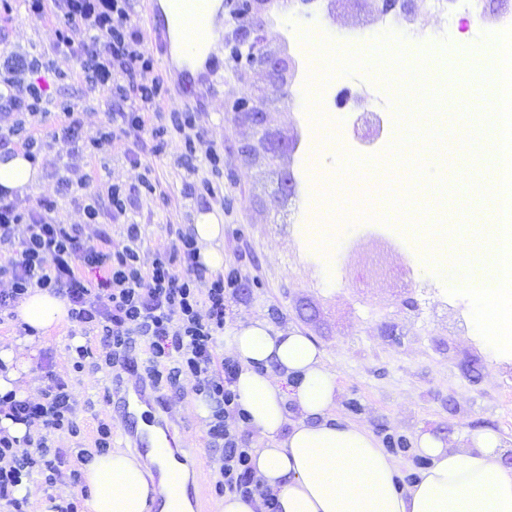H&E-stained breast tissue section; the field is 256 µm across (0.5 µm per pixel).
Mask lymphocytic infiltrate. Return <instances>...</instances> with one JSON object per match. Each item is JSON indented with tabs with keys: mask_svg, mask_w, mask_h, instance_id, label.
<instances>
[{
	"mask_svg": "<svg viewBox=\"0 0 512 512\" xmlns=\"http://www.w3.org/2000/svg\"><path fill=\"white\" fill-rule=\"evenodd\" d=\"M27 6L37 17L54 12L67 32L50 51L31 57L10 53L0 59V116L9 120L8 126H0V147H17L36 161L54 143L63 142L77 161L95 157L114 140L138 135L146 113L158 110L163 85L142 49L132 0H27ZM58 53L77 55L79 74L90 91L105 93L114 103L107 130L81 136V123L69 107L50 138L37 135L50 102L39 75ZM107 194L110 213L88 203L83 208L86 220L98 224L108 216L125 221V238L117 244L102 232L97 244L90 245L80 227L55 222L53 202L26 208L19 198L0 191V273L11 278L10 288L0 290V310L34 289L62 295L72 305V321L83 329H99L104 337L98 354L85 343L70 345L74 369L89 362L110 367L137 363L150 383L175 391L183 377H194L196 394L211 408L208 444L222 453L217 487L247 500L260 498L265 512H277L275 494L251 463L248 415L233 388L238 364L217 360L214 352L215 336L243 286L241 273L232 268L209 274L187 234L178 235L168 255L144 267L140 228L128 219L137 206L135 198L117 184L109 185ZM20 225L25 231L19 235L15 229ZM89 269L97 271V278H86ZM0 416L30 430L19 440L0 429V502L12 512H24L19 491L25 480L38 470L50 484L59 471L42 453L50 434H80L74 399L67 384L48 368L40 401L7 392L0 395ZM22 444L28 450L21 454L17 448Z\"/></svg>",
	"mask_w": 512,
	"mask_h": 512,
	"instance_id": "1",
	"label": "lymphocytic infiltrate"
}]
</instances>
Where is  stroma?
<instances>
[{
	"mask_svg": "<svg viewBox=\"0 0 512 512\" xmlns=\"http://www.w3.org/2000/svg\"><path fill=\"white\" fill-rule=\"evenodd\" d=\"M482 2L480 11L458 15L448 45L406 42L404 60L435 54L447 58L450 66H461L465 41L496 38L493 18L512 19V0ZM378 10L377 0H336L330 15L321 10L307 15L292 8L287 24L312 46L329 37L366 54L379 36ZM238 25L232 17L224 28L225 45L216 51L218 76L197 85L187 96L169 91L159 111L147 114L139 136L115 142L74 168L65 165L66 145L55 144L41 167L45 186L27 195V205L54 201L57 223L82 225L84 237L91 241L104 228L118 243L123 239L122 225L110 223L102 228L87 223L79 197H96L106 212L110 209L108 185L125 186L138 200L131 217L140 227L141 261L147 267L169 252L177 235L190 233L196 212L219 211L224 218V265L238 268L247 279L231 305L225 329L263 317L312 338L338 376L337 418L364 426L379 440L388 434L408 440L407 451L395 454L402 475L418 470L420 456L414 441L422 430L448 438L489 427L512 448V354L497 352L479 335L470 309L447 300L436 288L437 277L430 267L412 264L390 237L365 233L354 220L367 205L393 224H444L450 235H458L470 220V188L481 182L480 168L466 161L457 166L453 175L460 191L447 209L434 210L415 192L406 211L399 212L390 199L352 172L362 155L341 147L320 154L321 171L335 178L329 207L338 225L336 284L328 286L322 268L289 224L288 206L278 196V171L294 167V158L265 162L241 151L256 134L235 104L264 94L267 80L261 69L240 66L231 57L228 46ZM57 27L55 17L30 15L22 0H0V53L46 51L56 41ZM78 71L77 58L55 56L54 69L43 82L58 107L43 117L41 135H50L64 122L67 105L76 107L83 135H95L108 124L111 102L105 95L89 92ZM185 111L197 113L202 137L189 166L183 161L181 135L172 131L160 141L153 135L170 113ZM209 146L223 151V171H211L205 158ZM404 293L416 300V307L401 306L399 297ZM387 323L397 325L401 345H391L383 336ZM75 329L69 322L34 342L37 353L27 372L30 399H40L43 368L52 365L73 395L81 434L51 436L50 457H63L66 464L50 486L42 475L32 474L37 491L29 496L25 512H43L45 503L78 499L86 492L85 484L72 481L70 467L79 450L92 449L99 419L110 415L105 403L108 377L123 374L118 367L108 372L90 367L74 372L68 346ZM193 385V378H183L180 391L166 389L162 396L170 410L172 435L182 447L197 451L188 495L207 502L210 512H220L224 497L215 490L220 462L208 447L207 421L196 412L199 398Z\"/></svg>",
	"mask_w": 512,
	"mask_h": 512,
	"instance_id": "stroma-1",
	"label": "stroma"
}]
</instances>
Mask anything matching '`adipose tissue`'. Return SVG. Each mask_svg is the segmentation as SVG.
<instances>
[{"instance_id":"adipose-tissue-1","label":"adipose tissue","mask_w":512,"mask_h":512,"mask_svg":"<svg viewBox=\"0 0 512 512\" xmlns=\"http://www.w3.org/2000/svg\"><path fill=\"white\" fill-rule=\"evenodd\" d=\"M40 184L22 151L0 152V190L22 196ZM192 232L202 263L221 270L222 215L198 212ZM68 309L65 299L34 290L18 304L17 321L44 332L67 322ZM224 347L240 364L234 387L260 442L252 466L278 512H512V468L496 431H465L462 447L421 433L416 447L428 465L403 487L397 461L377 440L336 420V373L308 336L255 318L225 334ZM150 434L146 458L115 448L85 465L83 512H149L156 500L160 512H191L186 466L161 430Z\"/></svg>"}]
</instances>
